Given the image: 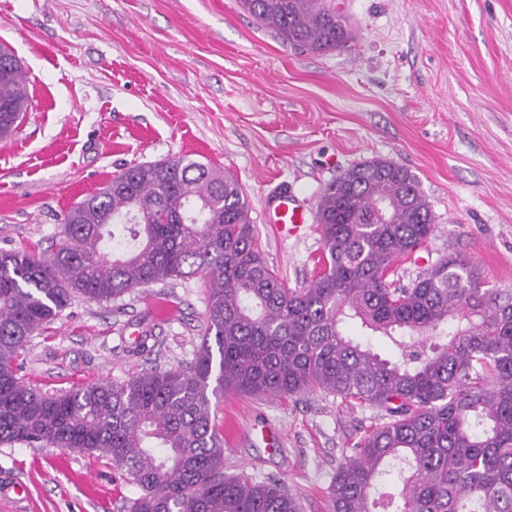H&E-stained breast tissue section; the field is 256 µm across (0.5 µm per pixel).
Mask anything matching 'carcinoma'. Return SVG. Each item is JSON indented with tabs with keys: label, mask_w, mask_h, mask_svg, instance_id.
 Returning <instances> with one entry per match:
<instances>
[{
	"label": "carcinoma",
	"mask_w": 512,
	"mask_h": 512,
	"mask_svg": "<svg viewBox=\"0 0 512 512\" xmlns=\"http://www.w3.org/2000/svg\"><path fill=\"white\" fill-rule=\"evenodd\" d=\"M284 44L323 54L354 35L332 0H238ZM31 106L0 45V139ZM250 203L196 160L128 167L62 218L55 251L0 249V445L78 448L112 460L140 494L127 512H303L281 483L224 473L211 399L308 391L386 421L349 449L329 512H512V290L484 288L468 257L438 258L409 286L393 279L435 217L416 177L364 160L317 206L321 271L285 286L262 256ZM207 283L194 361L49 394L18 375L20 351L75 296L111 301L167 280ZM387 338L388 359L344 331ZM426 336L447 342L426 348ZM394 476L398 493L379 490Z\"/></svg>",
	"instance_id": "carcinoma-1"
}]
</instances>
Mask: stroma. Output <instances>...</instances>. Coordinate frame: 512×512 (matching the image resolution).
Listing matches in <instances>:
<instances>
[{"instance_id": "obj_1", "label": "stroma", "mask_w": 512, "mask_h": 512, "mask_svg": "<svg viewBox=\"0 0 512 512\" xmlns=\"http://www.w3.org/2000/svg\"><path fill=\"white\" fill-rule=\"evenodd\" d=\"M335 2L354 40L313 54L237 0H0V43L33 96L0 140V249L50 255L72 203L127 167L187 156L238 180L266 262L304 288L319 230L281 239L266 202L286 188L316 208L344 170L383 159L412 172L431 205L423 256L463 253L485 287L512 288V0ZM207 297L192 278L73 298L31 338L19 374L55 393L189 365ZM211 415L225 473L277 479L304 512H327L347 448L382 421L320 392L228 394ZM0 480L26 486L24 512H125L138 494L107 458L25 444L0 445Z\"/></svg>"}]
</instances>
